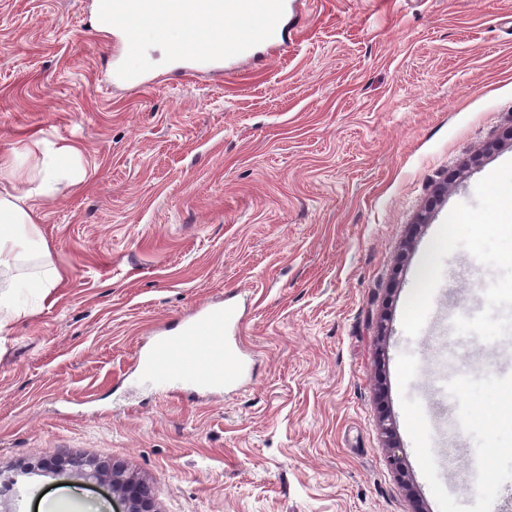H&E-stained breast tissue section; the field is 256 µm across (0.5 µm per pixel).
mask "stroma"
Listing matches in <instances>:
<instances>
[{
    "label": "stroma",
    "mask_w": 512,
    "mask_h": 512,
    "mask_svg": "<svg viewBox=\"0 0 512 512\" xmlns=\"http://www.w3.org/2000/svg\"><path fill=\"white\" fill-rule=\"evenodd\" d=\"M91 0H0V152L78 143L91 177L37 207L65 283L0 338V471L53 457L120 462L157 512H476L512 454V340L497 226L512 217V0H308L288 51L212 79L116 91ZM458 181L441 198L448 172ZM426 223H419L420 214ZM469 326L418 369L400 331L450 265ZM239 298L247 386L165 398L122 377L150 328ZM458 380V422L419 412ZM393 438L380 430L383 416ZM400 457V470L388 464ZM0 512H119L112 489L40 470Z\"/></svg>",
    "instance_id": "35a3bbf8"
}]
</instances>
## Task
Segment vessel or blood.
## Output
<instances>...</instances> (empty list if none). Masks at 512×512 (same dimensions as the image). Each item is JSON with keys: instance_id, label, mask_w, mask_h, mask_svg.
<instances>
[{"instance_id": "vessel-or-blood-1", "label": "vessel or blood", "mask_w": 512, "mask_h": 512, "mask_svg": "<svg viewBox=\"0 0 512 512\" xmlns=\"http://www.w3.org/2000/svg\"><path fill=\"white\" fill-rule=\"evenodd\" d=\"M162 18L167 29L198 28L222 32L235 14L250 16V33L225 40L223 45L206 43L189 54L169 59L174 71L201 77L228 72L250 58L256 47L278 48L287 44L301 21L296 0H167ZM142 0H95L94 24L111 31L121 17L139 15ZM149 41L125 28L112 51L110 87L144 89L151 87L154 72L147 52ZM240 306L224 301L194 310L184 321L182 333H157L137 357L138 381L166 394L187 387L202 391L237 388L243 385L247 364L233 343L240 331ZM483 512H512V478L501 481L490 496L481 501Z\"/></svg>"}]
</instances>
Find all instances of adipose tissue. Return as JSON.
Returning <instances> with one entry per match:
<instances>
[{"label":"adipose tissue","instance_id":"adipose-tissue-1","mask_svg":"<svg viewBox=\"0 0 512 512\" xmlns=\"http://www.w3.org/2000/svg\"><path fill=\"white\" fill-rule=\"evenodd\" d=\"M40 157L28 164L25 153H0V181L11 191L0 193V334L19 318L56 301L64 277L53 262L35 199L61 188H77L89 175L77 145L47 137L37 139Z\"/></svg>","mask_w":512,"mask_h":512}]
</instances>
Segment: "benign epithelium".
Listing matches in <instances>:
<instances>
[{"label": "benign epithelium", "instance_id": "7a95c632", "mask_svg": "<svg viewBox=\"0 0 512 512\" xmlns=\"http://www.w3.org/2000/svg\"><path fill=\"white\" fill-rule=\"evenodd\" d=\"M53 469L68 468L88 480L107 483L112 486L123 504V512H155L151 486L125 473L122 465L110 460H89L79 456L53 458L47 462Z\"/></svg>", "mask_w": 512, "mask_h": 512}]
</instances>
